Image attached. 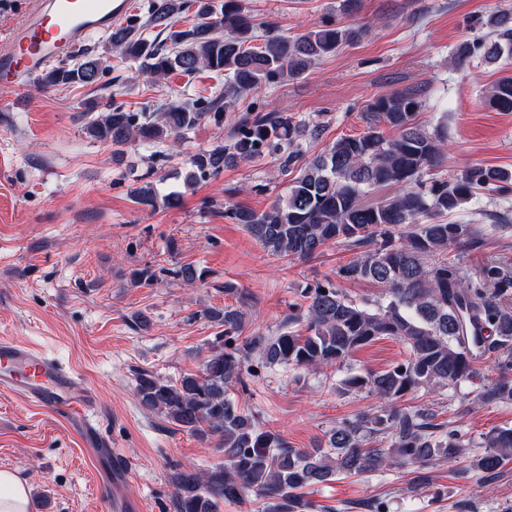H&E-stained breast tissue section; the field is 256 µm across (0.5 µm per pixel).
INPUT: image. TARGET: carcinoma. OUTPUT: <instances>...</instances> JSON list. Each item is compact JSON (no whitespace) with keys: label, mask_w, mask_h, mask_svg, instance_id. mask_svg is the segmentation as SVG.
I'll return each mask as SVG.
<instances>
[{"label":"carcinoma","mask_w":512,"mask_h":512,"mask_svg":"<svg viewBox=\"0 0 512 512\" xmlns=\"http://www.w3.org/2000/svg\"><path fill=\"white\" fill-rule=\"evenodd\" d=\"M195 8L197 22L176 28L181 15ZM483 25L496 35L459 45L456 64L481 58L495 64L512 57V12L488 17ZM254 25L241 0H150L146 15L112 27L108 42L121 61L137 64V73L161 82L171 74L208 70L224 75V90L207 100L168 102L151 111L130 112L114 104L106 112L86 114L85 128L112 147V157L138 141L167 149L180 147L185 135L203 121L219 124L224 111L241 98L284 79L301 77L314 63L359 35L352 26L316 25L294 36L271 35L250 47ZM115 66L104 57L80 51L37 78L43 89L58 86L105 87ZM489 104L512 112V75L489 91ZM420 101L397 92L374 98L365 107V131L342 136L310 159L300 141L319 135L286 112H247L228 142L191 155L186 184L217 176L224 167L266 153L280 154V172L291 179L285 195L267 209L233 207L225 214L241 224L271 255L308 259L335 244L354 252L340 275L384 288L376 301H356L330 280L301 292L303 313L288 315L275 336L243 335V296L239 306L209 307L203 317L218 328L200 372L163 381L149 372L136 376L140 404L161 413L173 425L216 438L224 464L211 470L178 468L173 474L174 512H217L220 503L240 502L251 491L264 500L265 512H316L310 489L340 476H357L395 466L435 462L494 480L512 461V426L484 434L482 452L459 429L439 420L430 407L406 406L403 397L418 389H452L478 383L475 398L512 405V270L489 259L472 272L448 252L471 248L485 229L449 218L484 192L512 194V171L485 165L458 173L442 169L444 126L430 131L416 121ZM394 136L385 135V129ZM392 185L395 193L368 204L372 190ZM138 205L174 207L181 194L161 193L147 182L132 191ZM185 283L203 281L193 265L171 271ZM305 322L307 335L292 329ZM384 336L401 341L408 358L376 373L349 374L336 389L366 392L380 404L336 425L327 445L292 448L263 427L259 414L238 404L231 389L249 391L247 376L260 368L333 366L355 350ZM257 358L256 368L247 363ZM491 361L495 376L483 378L479 366Z\"/></svg>","instance_id":"obj_1"}]
</instances>
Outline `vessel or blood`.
I'll use <instances>...</instances> for the list:
<instances>
[{
    "instance_id": "1",
    "label": "vessel or blood",
    "mask_w": 512,
    "mask_h": 512,
    "mask_svg": "<svg viewBox=\"0 0 512 512\" xmlns=\"http://www.w3.org/2000/svg\"><path fill=\"white\" fill-rule=\"evenodd\" d=\"M128 14L127 0H36L24 21L0 43V78L21 81L68 56L95 31ZM0 390L80 419L85 434L98 433L88 414L96 396L77 369L58 364L41 349L0 336Z\"/></svg>"
}]
</instances>
